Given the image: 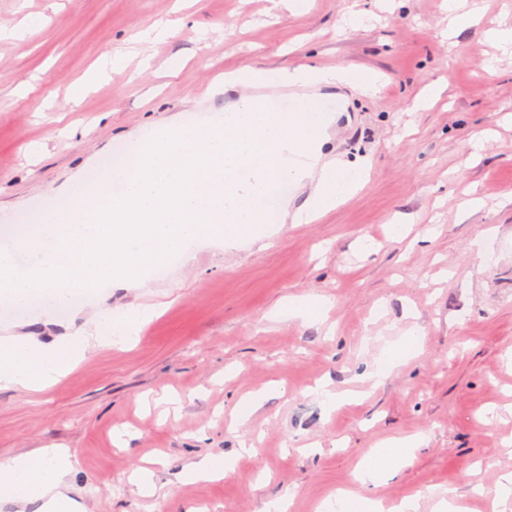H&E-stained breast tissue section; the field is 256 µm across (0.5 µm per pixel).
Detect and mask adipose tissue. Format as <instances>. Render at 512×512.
Instances as JSON below:
<instances>
[{
  "label": "adipose tissue",
  "instance_id": "adipose-tissue-1",
  "mask_svg": "<svg viewBox=\"0 0 512 512\" xmlns=\"http://www.w3.org/2000/svg\"><path fill=\"white\" fill-rule=\"evenodd\" d=\"M373 73H355L343 66L245 68L225 73V85L234 87L285 86L321 88L346 83L362 90L373 89ZM112 337L101 326L77 329L65 341L46 345L24 337L0 338V387L41 390L69 373L90 348L111 345ZM418 439H393L372 449L356 473L363 490L341 492L336 501L341 512H380L379 503L366 488L396 474ZM74 455L67 448H37L0 462V503H13L26 512H76L78 504L66 492L65 478L73 468Z\"/></svg>",
  "mask_w": 512,
  "mask_h": 512
}]
</instances>
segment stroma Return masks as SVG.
Returning a JSON list of instances; mask_svg holds the SVG:
<instances>
[{
	"label": "stroma",
	"mask_w": 512,
	"mask_h": 512,
	"mask_svg": "<svg viewBox=\"0 0 512 512\" xmlns=\"http://www.w3.org/2000/svg\"><path fill=\"white\" fill-rule=\"evenodd\" d=\"M479 24L448 35L444 0H310L294 14L271 0H0V228L38 223L77 178L106 167L132 137L173 115L224 109L225 70L345 65L381 78L376 93L323 90L337 108L325 161L367 160L350 200L309 224H268L234 245L199 246L135 288H103L48 323L0 302V328L50 344L98 317L150 313L112 347L89 350L39 392L0 389V461L36 448L75 452L68 493L85 512H318L358 491L364 455L422 437L400 471L371 488L390 508L439 493L463 512H512L499 480L512 473V49L485 38L512 24V0H483ZM367 16L351 29L343 16ZM176 34H136L158 19ZM129 52L80 105L69 88L103 52ZM183 69L168 74L171 56ZM446 83L414 111L419 92ZM37 153H28L30 143ZM481 198L477 209L463 200ZM407 217L393 229V215ZM321 295L319 319L283 315L288 299ZM418 329L417 351L371 395L362 373ZM257 394L249 424L238 402ZM254 446L252 456L239 448ZM233 456L218 481L185 484L183 468ZM151 468L162 493H134Z\"/></svg>",
	"instance_id": "35a3bbf8"
}]
</instances>
